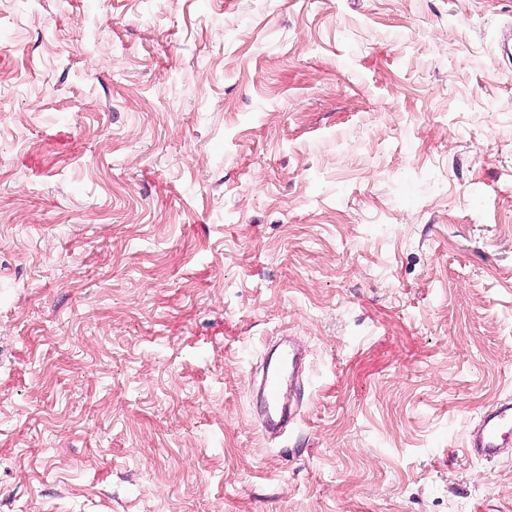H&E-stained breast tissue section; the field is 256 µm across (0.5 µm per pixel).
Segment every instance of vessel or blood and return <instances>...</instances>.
<instances>
[{"mask_svg":"<svg viewBox=\"0 0 512 512\" xmlns=\"http://www.w3.org/2000/svg\"><path fill=\"white\" fill-rule=\"evenodd\" d=\"M299 356L284 349L268 369L261 386V428L264 435L281 434L293 417L291 396L296 386ZM512 443V405L503 404L485 416L469 433L467 450L471 455L494 458Z\"/></svg>","mask_w":512,"mask_h":512,"instance_id":"1","label":"vessel or blood"}]
</instances>
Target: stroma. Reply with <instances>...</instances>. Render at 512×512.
<instances>
[{
	"label": "stroma",
	"mask_w": 512,
	"mask_h": 512,
	"mask_svg": "<svg viewBox=\"0 0 512 512\" xmlns=\"http://www.w3.org/2000/svg\"><path fill=\"white\" fill-rule=\"evenodd\" d=\"M511 25L0 0V512H512ZM299 355L285 348L275 365L267 368L261 386V428L264 435L281 434L293 418L291 396L297 384L295 374L299 370ZM512 438V406L501 404L485 416L469 433L467 450L471 455L495 458Z\"/></svg>",
	"instance_id": "stroma-1"
}]
</instances>
